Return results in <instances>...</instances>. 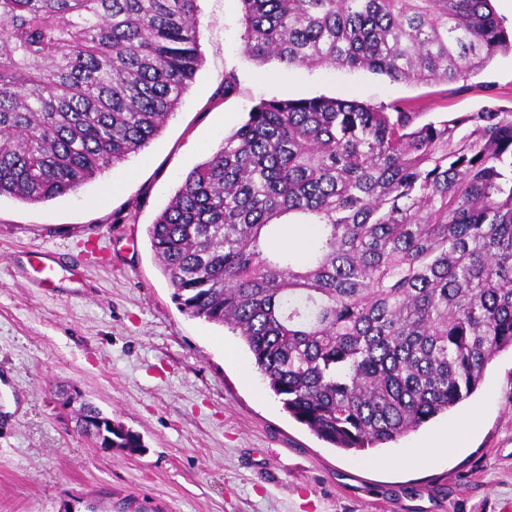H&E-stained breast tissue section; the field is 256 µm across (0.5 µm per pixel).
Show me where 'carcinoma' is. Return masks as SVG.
I'll list each match as a JSON object with an SVG mask.
<instances>
[{
    "instance_id": "1",
    "label": "carcinoma",
    "mask_w": 512,
    "mask_h": 512,
    "mask_svg": "<svg viewBox=\"0 0 512 512\" xmlns=\"http://www.w3.org/2000/svg\"><path fill=\"white\" fill-rule=\"evenodd\" d=\"M263 66L394 82L477 75L512 40L491 0H239ZM199 0H0V197L45 203L143 150L202 65ZM356 100H268L148 229L188 316L240 336L284 409L336 448L395 442L512 348V109L414 124ZM313 225L302 250L272 251ZM75 429L145 450L120 423Z\"/></svg>"
}]
</instances>
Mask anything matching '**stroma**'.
Listing matches in <instances>:
<instances>
[{
	"mask_svg": "<svg viewBox=\"0 0 512 512\" xmlns=\"http://www.w3.org/2000/svg\"><path fill=\"white\" fill-rule=\"evenodd\" d=\"M199 7L203 64L146 148L54 200L0 198V512H501L512 503L511 349L467 402L398 441L346 452L288 415L239 336L180 311L148 228L260 101L395 104L422 123L490 102L512 109V52L448 83L261 66L243 51L238 0ZM42 251L81 271L84 292L40 286ZM72 389L140 434L145 452L104 453L76 432L56 399ZM474 406L482 418L465 447L412 471L365 465L453 432Z\"/></svg>",
	"mask_w": 512,
	"mask_h": 512,
	"instance_id": "35a3bbf8",
	"label": "stroma"
}]
</instances>
